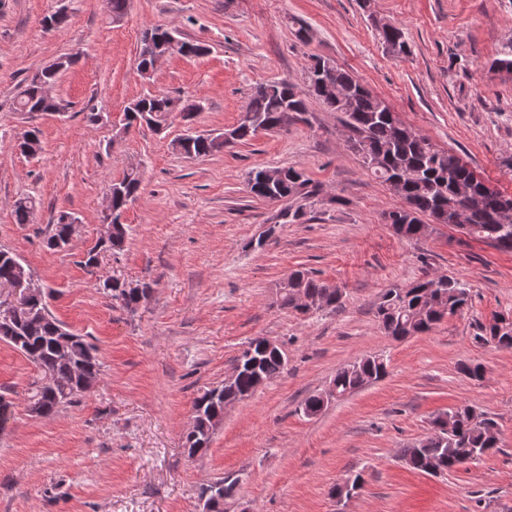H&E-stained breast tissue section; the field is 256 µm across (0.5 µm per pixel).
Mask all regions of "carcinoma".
<instances>
[{
    "instance_id": "obj_1",
    "label": "carcinoma",
    "mask_w": 512,
    "mask_h": 512,
    "mask_svg": "<svg viewBox=\"0 0 512 512\" xmlns=\"http://www.w3.org/2000/svg\"><path fill=\"white\" fill-rule=\"evenodd\" d=\"M373 26L382 44L403 55L410 53L402 28L394 24L381 26L377 22ZM172 36V32L161 27L146 30L141 39L137 71L154 67L159 58L196 56L205 51L204 46L182 39L173 46ZM73 62L72 55L60 56L26 77L15 98L16 111L30 114L67 111V101L45 96L44 84L56 83L60 73ZM335 80L340 85L353 86L351 99L346 101L328 95L312 81L303 88L288 79L259 84L245 108L254 115L257 124L239 125L236 142H246L259 132L278 130L283 113L287 110L293 113L294 123L309 124L307 99L312 96L328 110L344 114L351 148L360 155L363 165L372 175L388 184L403 199L404 207L387 212V216L393 218L392 225L398 236L408 240L420 239L424 229L421 217L424 215L439 224H452L453 215L462 204L458 187L465 184L470 190L468 200L472 218L463 233L501 251H512V222L500 224L490 219L500 202L512 204V196H506L488 185L455 152L432 150L427 137L392 116L387 102L360 85L349 72L335 67ZM133 104L134 107L128 106L124 110L126 126L130 128L138 123L155 131L164 129L174 113H179L183 120L189 122L199 109L197 104L176 100L165 94L140 96L133 100ZM176 143L180 146V153L188 158L206 157L224 150V140L220 136L191 133L179 138ZM19 147L31 156L41 152L38 131L34 128L26 131ZM277 171L281 180L270 189L260 180L263 169L251 170L247 177L249 192L266 199L272 191L285 201L295 197L310 199L319 195V187L302 169L284 166L277 168ZM141 184V171L137 167L128 169L122 177L110 183L112 237L106 243L99 241L89 248L80 260L81 266L88 269L98 262L101 253L122 250L128 227L120 218L127 206L137 199ZM35 211V198L20 196L14 207L15 222L30 223ZM72 235L70 225L59 216L51 225L46 245L51 250H58L69 244ZM22 273L23 264L19 258L7 250H0V285ZM432 285L433 280L425 278L405 290L398 286L384 290L376 305V317L385 334L401 339L409 334L414 336L429 332L448 312L456 309L462 311L468 306L469 289L448 276L445 282L431 291L436 308L424 309L421 299L425 297L424 290ZM101 288L122 308L134 313L139 300L151 286L143 282L138 288H130L128 283L115 278L112 286L103 284ZM296 289L309 298L323 301L324 309L329 311L336 310L342 304V289L327 284L308 271L294 270L288 274V287L282 289L279 298L281 308L296 309ZM505 318L512 320V314H496L488 323L480 325L478 339L499 349L511 350L512 333L498 332L497 322ZM0 340L22 353L37 370L27 405L32 416L52 417L63 405L82 395L79 389L73 387L77 373H86L94 380L100 375L93 345L53 317L43 297L14 309L9 323L0 321ZM286 365L287 358L281 349L265 350L261 348V338L251 339L233 364L239 370L235 386L206 390L194 400L196 424L185 437L188 457L193 458L208 451L212 420L224 417L225 400H234L248 393L257 376L267 381L277 378ZM386 374L384 358L373 356L337 369L332 383L344 397L380 380ZM449 413L460 416L458 438L451 444L440 437L429 436L417 447L403 449L402 459L410 469L424 474L428 467L435 466L443 474L479 460L492 450H498V443L487 435L488 428L497 427L492 418L482 414L472 420L465 415L462 407L453 408ZM237 486L236 479H218L201 487L199 497L215 500L213 512H224V500L235 495Z\"/></svg>"
}]
</instances>
